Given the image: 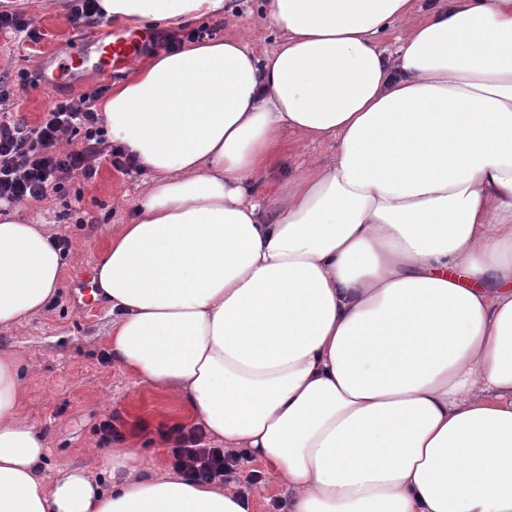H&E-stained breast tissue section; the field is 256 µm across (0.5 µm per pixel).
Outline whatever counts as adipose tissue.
<instances>
[{
    "instance_id": "obj_1",
    "label": "adipose tissue",
    "mask_w": 512,
    "mask_h": 512,
    "mask_svg": "<svg viewBox=\"0 0 512 512\" xmlns=\"http://www.w3.org/2000/svg\"><path fill=\"white\" fill-rule=\"evenodd\" d=\"M176 24L224 0H99ZM280 32L191 43L100 105L150 171L96 263L112 355L288 512H512V0H265ZM387 58L378 34L398 30ZM296 141L327 163L268 174ZM64 254L0 211V328L39 313ZM0 350V512H253L222 482L112 451L108 477L39 467Z\"/></svg>"
}]
</instances>
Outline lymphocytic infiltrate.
Wrapping results in <instances>:
<instances>
[{"instance_id":"f902f5d3","label":"lymphocytic infiltrate","mask_w":512,"mask_h":512,"mask_svg":"<svg viewBox=\"0 0 512 512\" xmlns=\"http://www.w3.org/2000/svg\"><path fill=\"white\" fill-rule=\"evenodd\" d=\"M97 95L85 96L81 105L55 101L43 121L29 127L22 117L0 113V202L41 200L58 191L68 174L81 172L94 178L96 168L91 157L101 155L117 171L126 173L135 167L123 150L109 144L104 120L100 117ZM82 135L80 148L63 151L62 135ZM198 432L182 435L173 450L175 468L190 480H213L229 476L238 460L225 456L223 449L207 447Z\"/></svg>"}]
</instances>
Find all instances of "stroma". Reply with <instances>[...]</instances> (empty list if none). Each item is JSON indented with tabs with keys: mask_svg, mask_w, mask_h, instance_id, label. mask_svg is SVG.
<instances>
[{
	"mask_svg": "<svg viewBox=\"0 0 512 512\" xmlns=\"http://www.w3.org/2000/svg\"><path fill=\"white\" fill-rule=\"evenodd\" d=\"M223 13L204 19L217 37L243 31L258 54L271 51L279 33L262 10L261 0H224ZM11 12L30 19L40 34L31 40L22 33L0 30V80L16 83L26 75L29 85L0 110L19 113L34 126L41 122L54 100H78L99 88H112L133 74L132 65L113 73L100 72L97 55L87 50L92 31H77L67 0H16ZM84 48L86 63L70 85L44 89L42 76L59 64L54 53L65 44ZM98 172L85 179L73 172L65 189L41 201L27 202L21 215L45 225L52 237H64L65 267L60 288L42 312L9 329H0V349L21 352L23 391L20 414L43 434L47 442L44 477L58 469L101 470L112 458L111 445L102 440L100 426L113 420L124 443L135 444L142 458L161 468L174 463L171 449L162 445V434L187 426L180 403L164 390L143 382L112 357L108 332L112 307L93 299L86 285L100 255L118 225L134 215L146 173L121 174L108 161L97 160ZM258 473L254 512H287L288 490L262 463H240L238 480Z\"/></svg>",
	"mask_w": 512,
	"mask_h": 512,
	"instance_id": "1",
	"label": "stroma"
}]
</instances>
